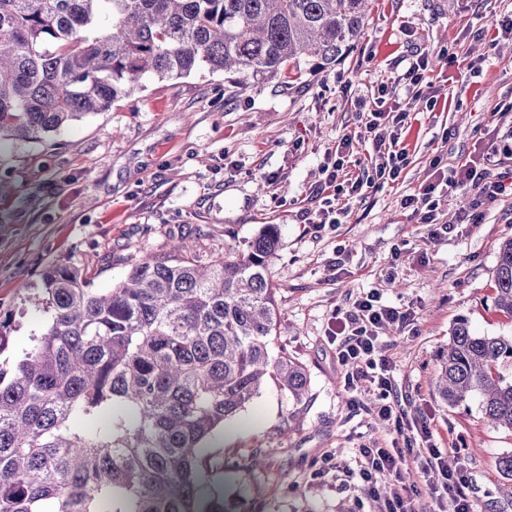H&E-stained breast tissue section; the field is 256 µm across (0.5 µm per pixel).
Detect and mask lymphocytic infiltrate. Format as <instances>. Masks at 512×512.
<instances>
[{
  "label": "lymphocytic infiltrate",
  "mask_w": 512,
  "mask_h": 512,
  "mask_svg": "<svg viewBox=\"0 0 512 512\" xmlns=\"http://www.w3.org/2000/svg\"><path fill=\"white\" fill-rule=\"evenodd\" d=\"M427 68V54L411 55L401 81L412 102L431 112L438 106L440 96L438 89L425 80ZM409 116V108L398 102L392 108L374 110L370 128H377L380 121L389 119L395 126V132L386 144L380 138H373L372 174L366 180H358L348 186L340 183L338 172L344 160L336 158L324 182L329 196L324 200V209L318 214L320 223H336L335 197L344 193L358 195L366 188L376 191L386 181L398 178L409 163V149L405 142ZM452 190H461L469 195L458 212L457 221L461 224L481 223L483 207L500 200L507 193L503 181L491 177L486 169L470 160L447 170L434 171L418 194L402 198L401 206L411 211L419 223L434 224L438 221L441 200ZM407 318V313L378 304L376 295L370 294L356 300L352 310L333 316L328 325L329 335L337 342L338 360L347 368L344 389L351 394L350 404H358L360 395L376 393V413L398 437L397 443L389 448L357 449L353 461L344 465L343 472L350 482L368 493L373 512H426L420 505L426 492L436 498H452L456 512H473L469 478L458 461L455 449L437 447L432 442L433 432L428 422L404 420L388 401L393 389V365L384 353L382 330L386 324ZM416 437L421 439V447H412L411 442ZM410 468L424 475L433 470L439 471L441 481L429 485L427 490H420L402 478L403 471Z\"/></svg>",
  "instance_id": "1"
}]
</instances>
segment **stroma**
Instances as JSON below:
<instances>
[{
	"mask_svg": "<svg viewBox=\"0 0 512 512\" xmlns=\"http://www.w3.org/2000/svg\"><path fill=\"white\" fill-rule=\"evenodd\" d=\"M510 10L512 0H375L364 38L334 68L252 78L244 88L235 74L205 66L180 79L147 78L108 111L39 142L0 145V321L10 322L0 359H19L42 330L45 316L30 298L50 265L109 288L131 263L168 252L172 239H191L211 261L274 224L281 333L269 349L303 364L308 391L297 401L267 381L215 432L225 512H370L336 465L357 448L386 447L391 433L371 403L348 405L345 368L325 330L372 290L411 318L385 334L395 366L390 402L407 419L429 418L439 446L458 448L475 512H512V480L497 464L512 453V432L485 421L478 396L451 407L435 387L437 356L458 319L479 335H512L492 290L498 246L512 236V197L485 207L481 223L458 227L466 196L452 192L440 215L452 230L438 237L401 206L435 159L444 169L473 159L512 177V115L496 110L512 99V39H474ZM420 51L448 109L412 112L399 179L340 198L339 223H316L329 155L351 138L345 177L370 174L364 125L378 87L404 95V60ZM478 56L481 68L470 72Z\"/></svg>",
	"mask_w": 512,
	"mask_h": 512,
	"instance_id": "35a3bbf8",
	"label": "stroma"
}]
</instances>
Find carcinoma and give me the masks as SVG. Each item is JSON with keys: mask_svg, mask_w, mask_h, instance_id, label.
<instances>
[{"mask_svg": "<svg viewBox=\"0 0 512 512\" xmlns=\"http://www.w3.org/2000/svg\"><path fill=\"white\" fill-rule=\"evenodd\" d=\"M372 2L0 0V141L41 140L149 76L322 70L362 39ZM279 245L265 224L206 265L179 241L104 292L74 267L47 268L34 297L46 325L0 364V512H224V452L204 443L268 379L297 400L307 390L303 365L268 351ZM493 281L512 320V237ZM506 370L512 336H480L460 319L436 387L450 407L478 395L484 417L512 432Z\"/></svg>", "mask_w": 512, "mask_h": 512, "instance_id": "carcinoma-1", "label": "carcinoma"}]
</instances>
